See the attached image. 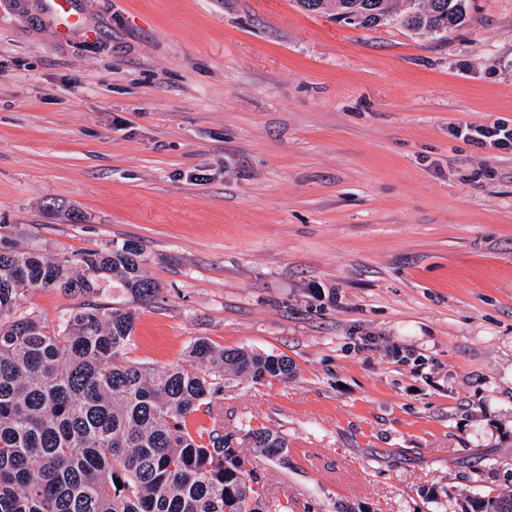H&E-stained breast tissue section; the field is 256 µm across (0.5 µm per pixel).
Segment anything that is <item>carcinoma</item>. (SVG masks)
Segmentation results:
<instances>
[{
  "mask_svg": "<svg viewBox=\"0 0 512 512\" xmlns=\"http://www.w3.org/2000/svg\"><path fill=\"white\" fill-rule=\"evenodd\" d=\"M334 21L371 30L397 27L444 38L468 22L471 0H298ZM143 248L125 241L48 260L0 243V512H288L266 498L232 435L215 423L224 375L286 380L288 357L193 341L189 360L163 368L129 361L136 313L100 304L114 281L148 306L160 285L142 274ZM29 288L84 301L50 327L19 310ZM269 458L288 454L285 437L248 431ZM121 480L117 487L115 480ZM462 512H512V490L480 496Z\"/></svg>",
  "mask_w": 512,
  "mask_h": 512,
  "instance_id": "1",
  "label": "carcinoma"
}]
</instances>
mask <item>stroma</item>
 Segmentation results:
<instances>
[{
	"label": "stroma",
	"mask_w": 512,
	"mask_h": 512,
	"mask_svg": "<svg viewBox=\"0 0 512 512\" xmlns=\"http://www.w3.org/2000/svg\"><path fill=\"white\" fill-rule=\"evenodd\" d=\"M434 40L296 0H0V240H126L128 360L288 356L214 416L288 512H462L512 486V0ZM80 303L28 289L50 326ZM288 440L263 457L248 427ZM457 135L464 136L481 148L512 151V126L493 122L479 126H465L456 129Z\"/></svg>",
	"instance_id": "35a3bbf8"
}]
</instances>
